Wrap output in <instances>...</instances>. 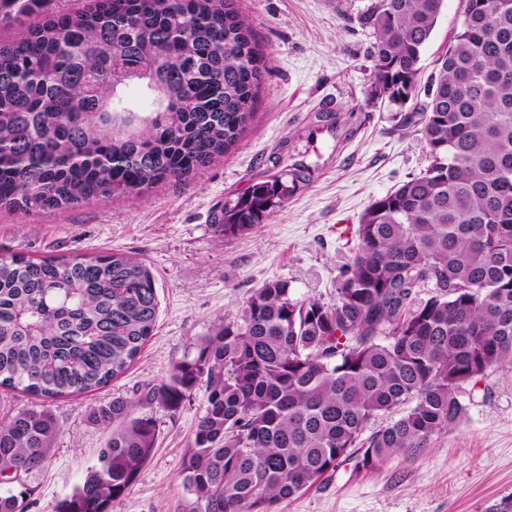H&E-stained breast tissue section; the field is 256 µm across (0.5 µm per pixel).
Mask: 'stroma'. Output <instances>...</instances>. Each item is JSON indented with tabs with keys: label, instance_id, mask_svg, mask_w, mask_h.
I'll return each instance as SVG.
<instances>
[{
	"label": "stroma",
	"instance_id": "35a3bbf8",
	"mask_svg": "<svg viewBox=\"0 0 512 512\" xmlns=\"http://www.w3.org/2000/svg\"><path fill=\"white\" fill-rule=\"evenodd\" d=\"M369 0H236L269 60L252 123L229 154L183 181L120 201L92 200L24 216L0 209V257L40 258L120 250L140 257L156 283L159 312L140 357L102 390L59 399L60 434L45 465L24 478L27 512H60L110 436L92 425L91 405L134 399L222 319L236 317L265 281L297 298L336 297V276L356 244L361 215L428 165L418 128L401 126L388 103L369 97L373 36L359 14ZM445 0L420 62L427 81L461 21ZM328 106L339 124L320 122ZM312 169L288 200L249 235L218 236L215 216L255 183ZM461 423L424 448L367 467L347 460L274 512H497L512 502V370L465 385ZM205 404L203 389L178 410L154 407L158 444L112 512H186L182 461Z\"/></svg>",
	"mask_w": 512,
	"mask_h": 512
}]
</instances>
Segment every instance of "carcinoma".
<instances>
[{"instance_id": "obj_1", "label": "carcinoma", "mask_w": 512, "mask_h": 512, "mask_svg": "<svg viewBox=\"0 0 512 512\" xmlns=\"http://www.w3.org/2000/svg\"><path fill=\"white\" fill-rule=\"evenodd\" d=\"M43 2L0 0V28L14 30L0 39V209L34 215L182 181L250 124L266 57L233 0H93L26 22ZM443 3L370 0L361 14L370 98L421 127L429 166L364 213L335 300L268 280L166 381L92 406L90 422L112 433L64 512H112L153 454L148 410L175 411L199 386L182 467L191 512H271L344 460L425 447L462 418L464 385L512 367V0H465L422 86ZM132 86L144 99L126 96ZM310 175L301 164L289 185H253L216 232H253ZM158 306L150 269L125 252L0 258V387L39 400L0 418V512H25L22 476L60 431L51 404L121 375Z\"/></svg>"}]
</instances>
